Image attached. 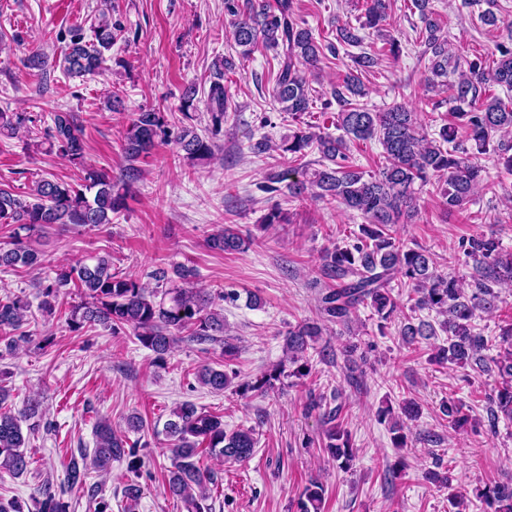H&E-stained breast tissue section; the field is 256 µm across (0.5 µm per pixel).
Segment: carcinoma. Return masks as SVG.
Returning a JSON list of instances; mask_svg holds the SVG:
<instances>
[{
  "mask_svg": "<svg viewBox=\"0 0 512 512\" xmlns=\"http://www.w3.org/2000/svg\"><path fill=\"white\" fill-rule=\"evenodd\" d=\"M425 22L422 32L424 53L429 55L428 82L442 91H451L455 103L454 123L442 125L438 137L430 139L420 132L412 112L403 104H395L384 112H374L355 101L362 95L358 74L378 65V54L363 51L350 55L352 68L324 100V108L338 107L337 123L346 137L334 138L312 131V126L288 135L281 144L283 153L297 163V168L271 173L258 185L266 194L281 192L286 183L288 197L338 203L361 215L365 224L352 244L335 245L320 256V272L332 285L321 289L319 310L321 321H307L288 329L285 353L298 364L297 373H310L308 350L314 348L322 335L320 322L347 325L361 306L370 307L379 318V328L403 313L401 293L391 286L397 280L409 286L414 294L410 314L404 317L400 329L403 341L412 345L417 339L429 340L443 333L446 339L434 345L431 360L438 364L466 366L483 362L481 352L488 348V339L475 330L477 312L498 308L500 288L512 283V253L504 251L493 234L479 233L462 241L471 283L465 293L464 277L437 269L428 250L409 245L394 234V226L405 224L417 211L419 187L431 178L445 175V186L439 190L443 206L450 212L463 211L476 190L488 185L486 167L480 156L492 153L497 164L512 172V140L498 137L512 133V106L486 88L499 86L512 92V46H496L499 58L491 68L482 61L468 63L457 82L448 84V37L429 10L430 0H412ZM224 10L231 18L233 38L242 47L241 55L250 56L258 50L271 51L278 70L272 89L273 100L294 120L301 118L310 107V86L307 73L317 67L324 52L338 54L339 48L359 47L365 37L361 31L375 29L389 19L388 0H371L365 21L357 27L343 24L336 27V43L322 44L311 28L296 18L294 0H224ZM94 37L85 39L82 29L71 31L69 42L62 50L59 64L69 75L85 76L99 73L108 60L106 53L121 39L120 28L106 16L92 26ZM198 95L195 85L184 88L179 111L186 121L195 119L191 110ZM208 135L202 136L191 126L171 127L165 113L154 108H142L134 113L124 134V154L127 161L118 179L104 168L86 167L82 183L72 185L56 179L42 178L35 182L30 199L0 188V224L14 226L13 247L0 249V267L21 264L34 267L41 264L38 249L28 245L20 232L40 231L54 224L75 228L112 223V215L126 208L129 187L138 181L142 170L137 166L160 143L172 141L195 163L214 154L215 139L222 131L227 116L229 97L224 85L215 83L208 92ZM33 119L24 113L0 112V133H11ZM49 149L81 164L84 143L74 112L53 113L51 125L43 134ZM375 139L383 149L385 164L375 174H366L349 161L347 140ZM320 153V168L309 172L305 158L309 151ZM253 244V238L230 227L213 234L209 246L221 252H240ZM73 285L80 289L84 300L73 306L69 321L72 327L102 325L112 333L121 329L133 332L138 343L155 354L162 362L177 336L184 333L192 340L205 342L224 334V316L213 308L215 300L234 303L240 293L234 289L212 296L191 286L148 290L137 278L112 269V260L96 256L61 268L54 280L42 291L40 309L50 312L61 289ZM433 311L444 316L439 326L417 317L419 311ZM32 316L30 302L21 297L0 300V330L9 333L5 350L31 340L27 326ZM497 355L491 358L490 371L500 378L499 386L490 398L492 419L502 415L512 419V323L500 327ZM282 364L262 372L237 385V392L265 395L280 380ZM239 378L235 370L203 366L197 373L198 382L212 392H222ZM6 394L0 392V472L12 476L23 474L28 467L23 422L36 412L31 402L20 410L4 406ZM448 428L456 430L468 421L463 405L448 401L443 406ZM171 419L164 431L171 440L167 490L182 503L185 512H209L206 501L210 486L217 475L203 464L200 445L205 452L220 461L245 462L255 453L257 439L251 428L228 432L224 421L195 404L184 402L171 410ZM325 420V450L339 462V467L352 465L355 455L349 436L337 411L323 412ZM114 461L126 462V472L132 479L125 495L137 502L142 494L138 479L145 466L124 433L100 420L95 425L93 453L85 449L71 455L65 466V480L70 486L83 485L89 470H108ZM325 490L317 481H310L298 501V512H321ZM491 512H512V483L485 486L478 494ZM69 505L50 494L32 497V507L13 498L0 499V512H68Z\"/></svg>",
  "mask_w": 512,
  "mask_h": 512,
  "instance_id": "carcinoma-1",
  "label": "carcinoma"
}]
</instances>
